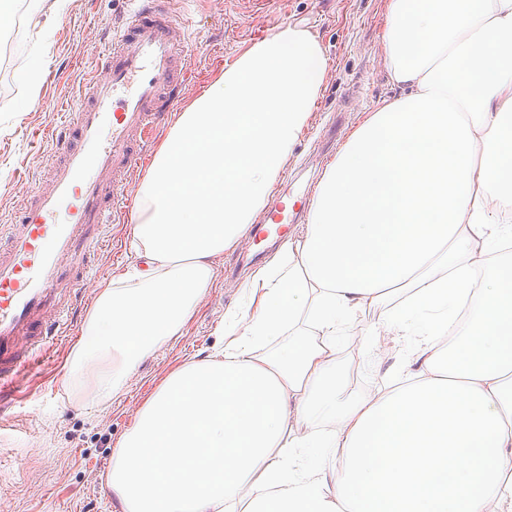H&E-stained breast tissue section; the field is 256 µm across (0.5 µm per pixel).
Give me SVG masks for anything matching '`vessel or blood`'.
Wrapping results in <instances>:
<instances>
[{
	"instance_id": "vessel-or-blood-1",
	"label": "vessel or blood",
	"mask_w": 512,
	"mask_h": 512,
	"mask_svg": "<svg viewBox=\"0 0 512 512\" xmlns=\"http://www.w3.org/2000/svg\"><path fill=\"white\" fill-rule=\"evenodd\" d=\"M129 18L102 56L76 112L48 134L38 188L0 227V399L33 352L75 326L106 231L144 167L146 142L167 127L191 74L174 0H127ZM302 210L277 199L250 227L254 256L284 244Z\"/></svg>"
}]
</instances>
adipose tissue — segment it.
<instances>
[{
	"label": "adipose tissue",
	"instance_id": "obj_1",
	"mask_svg": "<svg viewBox=\"0 0 512 512\" xmlns=\"http://www.w3.org/2000/svg\"><path fill=\"white\" fill-rule=\"evenodd\" d=\"M381 46L395 94L329 165L302 237L245 286L223 350L168 374L113 448L121 512H512V0H387ZM326 76L289 26L179 113L137 194L143 268L99 289L70 355L86 400L111 403L182 335ZM370 305L365 344L387 332L418 371L357 395L338 349ZM301 320L314 340L258 352Z\"/></svg>",
	"mask_w": 512,
	"mask_h": 512
}]
</instances>
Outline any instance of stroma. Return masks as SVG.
<instances>
[{
  "instance_id": "obj_1",
  "label": "stroma",
  "mask_w": 512,
  "mask_h": 512,
  "mask_svg": "<svg viewBox=\"0 0 512 512\" xmlns=\"http://www.w3.org/2000/svg\"><path fill=\"white\" fill-rule=\"evenodd\" d=\"M387 0H183L180 20L187 30V59L196 75L182 98L190 103L217 74L214 57L223 63L247 51L286 25L313 34L322 44L327 79L318 107L294 144L275 189L302 195L308 180H321L317 142L335 130L337 145L393 96L381 57ZM11 20L0 28V225L11 224L43 166L49 144L45 129L76 109L78 91L93 70L112 29L127 17L124 0H63L57 12L39 0H9ZM45 66L34 82L24 74L34 54ZM110 243L83 296L94 303L99 288L140 264L129 249L130 225L109 227ZM224 257L218 275L182 336L145 359L134 371L125 393L111 404H87L64 385L73 342L52 345L26 368L15 394L13 413L18 433L0 437V512H116L105 494L112 449L130 429L145 401L164 377L191 358L224 345V315L236 308L246 282L242 269L225 278ZM397 347L366 352L360 337L343 341L340 354L349 388H373L383 375L399 368Z\"/></svg>"
}]
</instances>
